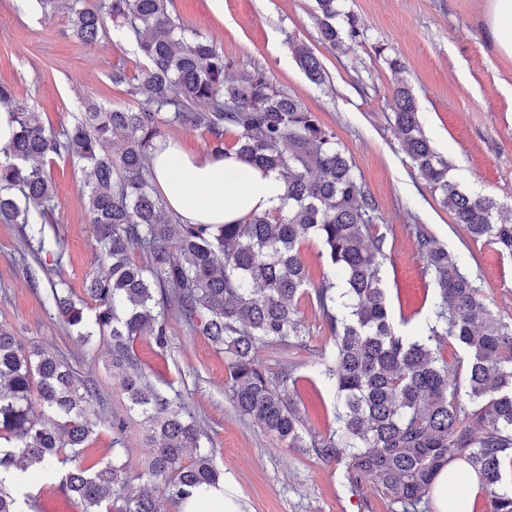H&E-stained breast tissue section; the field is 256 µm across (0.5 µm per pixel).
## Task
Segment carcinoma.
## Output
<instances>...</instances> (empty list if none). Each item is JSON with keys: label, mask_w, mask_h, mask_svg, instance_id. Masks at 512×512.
Instances as JSON below:
<instances>
[{"label": "carcinoma", "mask_w": 512, "mask_h": 512, "mask_svg": "<svg viewBox=\"0 0 512 512\" xmlns=\"http://www.w3.org/2000/svg\"><path fill=\"white\" fill-rule=\"evenodd\" d=\"M42 13L68 10L74 34L93 45L114 25L134 36L149 66L137 77L112 72L133 103L105 107L84 102L72 128L46 127L40 113L0 85V105L18 124L0 148V218L29 223L30 238L44 241L45 224L56 207L47 164L66 156L85 164L88 214L105 274L90 280L94 329L83 309L52 289L64 323L83 343L107 340L111 366L123 375L124 392L144 427L148 448L144 475L153 486L130 492L131 475L116 460L64 468L88 447L96 423L90 405L96 385L78 378L55 353L23 348L0 329V471L34 465L86 505L117 512H157L153 492L180 501L193 491L217 487L221 472L214 450L201 446V433L185 407L146 380L133 344L138 336L166 345L171 303L194 333L224 350L227 384L234 407L264 431L293 448H308L325 463L348 460L353 487L375 484L389 512H427L439 471L451 460L478 476L490 512H512V320L496 317L481 289L455 256L422 224L414 235L435 294L430 315L406 336L395 331L382 267L390 258L386 236L373 233L378 204L351 157L315 113L274 85L262 69L226 79L233 63L203 36L169 12L170 0H37ZM321 41L341 47L361 35L347 15L336 25L340 0H316ZM308 79L321 84L325 72L307 47L297 52ZM394 126L420 177L439 194L456 228L471 240L492 244L512 256V224L499 221V204L464 190L449 177L418 120L411 89L402 81L392 93ZM201 130L211 153L234 152L259 168L278 172L285 183L282 206L253 212L236 224H185L166 213L152 181L150 158L166 136L162 125ZM237 132L232 150L224 134ZM24 198L19 207L15 193ZM314 236L325 247L334 278L309 281L300 244ZM140 260L132 259V250ZM315 301L330 330L332 348L318 349V370L336 386L342 411L336 428L306 442L303 420L289 384L294 364H280L269 377L258 351L306 346L308 332L294 301ZM461 355L450 364L445 345ZM37 393L39 415L30 408ZM195 451L185 463L187 450ZM31 495L0 481V512H19L18 499ZM122 506H117V503Z\"/></svg>", "instance_id": "obj_1"}]
</instances>
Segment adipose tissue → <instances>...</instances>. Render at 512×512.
<instances>
[{"label":"adipose tissue","instance_id":"obj_1","mask_svg":"<svg viewBox=\"0 0 512 512\" xmlns=\"http://www.w3.org/2000/svg\"><path fill=\"white\" fill-rule=\"evenodd\" d=\"M152 173L169 211L190 224H235L282 202L278 173L261 170L233 153H192L170 142L156 150ZM475 480L458 462L442 470L434 484L436 512H473L474 496L466 488Z\"/></svg>","mask_w":512,"mask_h":512}]
</instances>
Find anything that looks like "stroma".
Listing matches in <instances>:
<instances>
[{
    "mask_svg": "<svg viewBox=\"0 0 512 512\" xmlns=\"http://www.w3.org/2000/svg\"><path fill=\"white\" fill-rule=\"evenodd\" d=\"M490 5L491 0H342L338 25L353 14L362 34L341 51L320 42L315 0L173 2L174 14L223 51L235 70L263 69L351 155L379 206L375 230L386 234L391 250L383 276L394 324L403 334L423 321L434 293L422 273L416 224L459 257L492 310L512 318V257L454 230L451 214L403 150L391 110L392 89L404 81L416 97L426 136L448 160L450 177L464 189L494 197L500 219L512 216V56L492 37ZM298 45L319 58L327 73L323 84L312 83L300 68ZM395 60L401 73L391 68ZM144 64L129 39L105 37L88 46L74 35L66 12L47 19L29 0H0V84L40 112L45 126L71 128L86 98L111 107L127 104L123 87L112 85L110 75L121 68L132 76ZM48 172L58 206L45 227L44 245L25 238L20 225L0 223V326L24 347L60 353L79 378L96 383V434L80 465L116 457L137 473L145 458L143 430L127 412L123 378L108 366V346L81 344L48 299L51 283H59L85 317H92L85 285L105 270L80 163L57 157ZM297 310L309 333L306 348L287 354L263 349L257 360L271 374L281 360L294 363V398L308 432L322 437L336 426L338 402L333 382L314 367L310 350L330 332L307 297H299ZM167 339L163 349L149 336L135 340L141 368L157 389L180 396L193 413L239 512H386L372 485L350 487L345 464H327L288 447L237 412L224 385L223 351L189 332L174 312ZM119 418L125 428L116 446L112 424Z\"/></svg>",
    "mask_w": 512,
    "mask_h": 512,
    "instance_id": "stroma-1",
    "label": "stroma"
}]
</instances>
